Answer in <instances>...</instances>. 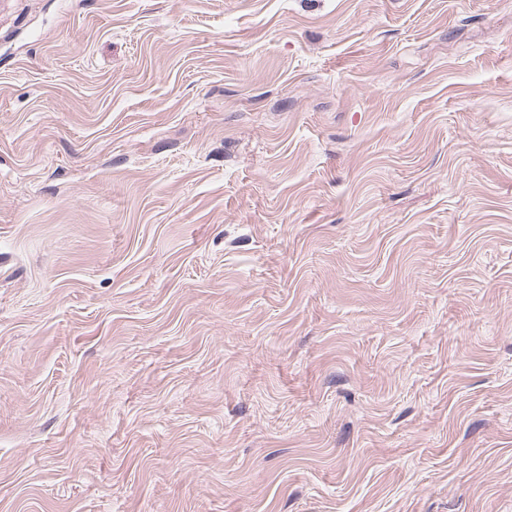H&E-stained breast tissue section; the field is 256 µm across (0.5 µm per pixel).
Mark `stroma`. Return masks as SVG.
Listing matches in <instances>:
<instances>
[{"mask_svg": "<svg viewBox=\"0 0 512 512\" xmlns=\"http://www.w3.org/2000/svg\"><path fill=\"white\" fill-rule=\"evenodd\" d=\"M0 512H512V0H0Z\"/></svg>", "mask_w": 512, "mask_h": 512, "instance_id": "1", "label": "stroma"}]
</instances>
